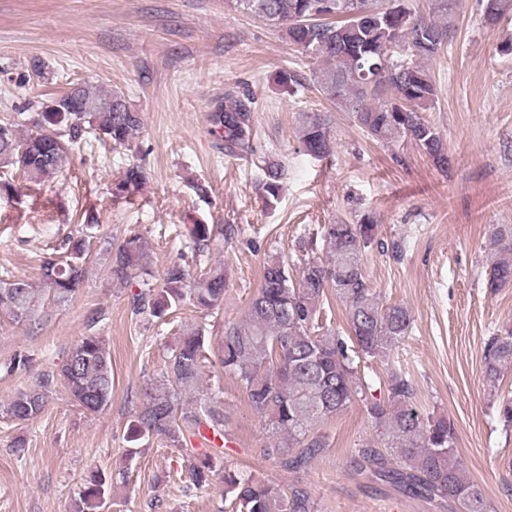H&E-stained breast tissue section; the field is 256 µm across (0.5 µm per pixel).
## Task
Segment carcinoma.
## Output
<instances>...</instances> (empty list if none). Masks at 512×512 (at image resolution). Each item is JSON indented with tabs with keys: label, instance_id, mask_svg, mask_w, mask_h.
Returning <instances> with one entry per match:
<instances>
[{
	"label": "carcinoma",
	"instance_id": "1",
	"mask_svg": "<svg viewBox=\"0 0 512 512\" xmlns=\"http://www.w3.org/2000/svg\"><path fill=\"white\" fill-rule=\"evenodd\" d=\"M237 9L278 27L282 37L302 54L323 62L321 86L336 97L350 96L355 118L376 141H408L440 170L448 169V152L434 126L426 119L437 90L422 63L448 49V23L425 17L410 0H392L394 6H374L376 0H227ZM483 18L493 24L512 7V0H481ZM212 132L224 138L225 148H249L250 107L229 99L210 116ZM35 130L21 133L24 123ZM141 113L131 109L119 92L78 83L30 120L17 113L0 119V167L16 169L29 181H50L62 171L69 153L81 148L89 134L114 148L130 146L141 134ZM304 151L315 159L333 153L330 121L311 113L302 126ZM265 191L278 196L281 166L265 165ZM146 180L142 166L132 165L116 183L114 193L130 196ZM374 220L358 224H328L321 233L325 258L304 261L298 279L290 276L281 258L265 262L257 293L243 322L224 325L217 342V359L241 383L248 403L267 419L272 442L263 449L282 469L308 467L329 447L320 425L360 399L375 437L356 449L360 471L388 482L404 493L437 502L458 512H490L480 485L456 454V428L444 416L423 415L404 373L388 374L387 400L368 398L357 382L355 359L388 360L412 329L407 307L382 306L363 271V253L375 237ZM233 224H193L188 230L194 250L202 252L218 238L231 239ZM492 259L488 288L512 285V225L496 227L490 241ZM85 240L67 235L43 259L36 279H16L0 272V313L16 322L33 320L47 300L65 302L86 279ZM148 271L142 238L133 234L109 249L111 278L128 282ZM227 275L215 264L199 275L174 263L160 282H144L131 297L134 313L164 318L189 303L213 310L224 302ZM333 290L348 305V336L336 335L319 324L321 305ZM211 340L197 328L180 337L168 357L166 381L142 389V401L129 423L132 442L160 436L182 451L192 439L208 438L209 448L195 457L187 488L209 481L215 460L224 457L227 416L204 401L179 406L177 395L198 388L206 350ZM488 385L498 388L503 373L512 368V324L488 336L484 354ZM31 355L14 354L5 363L12 374L28 372ZM114 377L112 357L102 336H84L52 371L36 376L32 386L17 391L4 406L18 424L40 417L50 395L63 386L72 402L88 414L108 406ZM496 414L505 430L512 429V395H498ZM112 489V475L93 471L72 504L73 512H99ZM225 499L231 512H316L309 487L295 481L281 485L240 471L224 470Z\"/></svg>",
	"mask_w": 512,
	"mask_h": 512
}]
</instances>
